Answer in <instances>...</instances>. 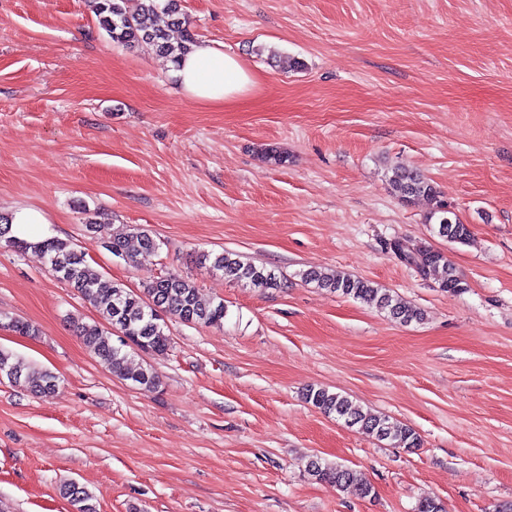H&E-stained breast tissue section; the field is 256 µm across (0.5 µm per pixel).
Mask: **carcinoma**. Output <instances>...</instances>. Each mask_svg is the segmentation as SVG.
<instances>
[{
    "instance_id": "cac0c4a2",
    "label": "carcinoma",
    "mask_w": 512,
    "mask_h": 512,
    "mask_svg": "<svg viewBox=\"0 0 512 512\" xmlns=\"http://www.w3.org/2000/svg\"><path fill=\"white\" fill-rule=\"evenodd\" d=\"M99 28L106 31L112 42L124 47L146 45L156 56L170 62H178L189 47L196 42L195 34L189 30V22L182 12L180 0H89ZM181 28L183 39L178 43L169 40L168 31ZM392 190L404 200L426 197L434 201V207L427 220L437 226V234L450 242L466 244L471 231L468 225L458 218L440 192L418 171L404 166L391 168L388 177ZM12 241L18 250L34 249L47 258L56 276L68 283L82 298L93 305L107 321L104 327L99 323H73L74 331L81 336L93 353L107 364L112 374L123 380H130L141 386L156 387L159 377L148 368L131 367L129 353L123 346L132 344L142 351H164L169 346V336L165 333L162 315H171L183 322L201 323L208 326H224V303L204 305L198 299L197 287L189 278L177 273H168L143 287L137 293L103 277L91 267L86 254L73 248L70 243L59 238L30 243L11 235V225L3 223L0 216V242ZM137 240L139 248L145 252L156 250L157 243L144 228L128 226L104 241L102 247L112 255L125 261H133L128 251V241ZM389 249L397 257L427 275L438 267L445 269V277L439 288L457 292L466 288V283L458 274L447 254L429 247L415 248L405 240H396ZM198 263L220 271L224 278L245 287L277 289L284 286V276L263 265L244 261L241 256L229 251L219 254L202 253ZM302 278L331 293L351 297L368 305H375L403 324L419 323L424 315L421 309L412 306L400 296L380 288L369 280L354 277L342 271H325L310 268L302 273ZM118 330L128 337L122 346L112 343V330ZM0 365L12 368L8 380L36 395L47 397L55 393L59 378L49 370H33L26 374L16 370L12 354L0 350ZM304 398L327 416H336L350 426L374 436L379 441L407 450L420 446L416 432L405 424L386 416L364 413L338 393L324 387H311ZM311 476L319 481L331 483L344 489L352 488L361 497H369L374 492L371 484L363 481L355 471L339 463L312 462ZM63 495L74 507V512H97L92 497L74 483L64 486Z\"/></svg>"
}]
</instances>
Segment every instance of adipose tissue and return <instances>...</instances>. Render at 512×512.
<instances>
[{
  "label": "adipose tissue",
  "mask_w": 512,
  "mask_h": 512,
  "mask_svg": "<svg viewBox=\"0 0 512 512\" xmlns=\"http://www.w3.org/2000/svg\"><path fill=\"white\" fill-rule=\"evenodd\" d=\"M174 75L181 91L205 104L231 103L246 94L255 77L241 59L207 42L195 43Z\"/></svg>",
  "instance_id": "adipose-tissue-1"
}]
</instances>
